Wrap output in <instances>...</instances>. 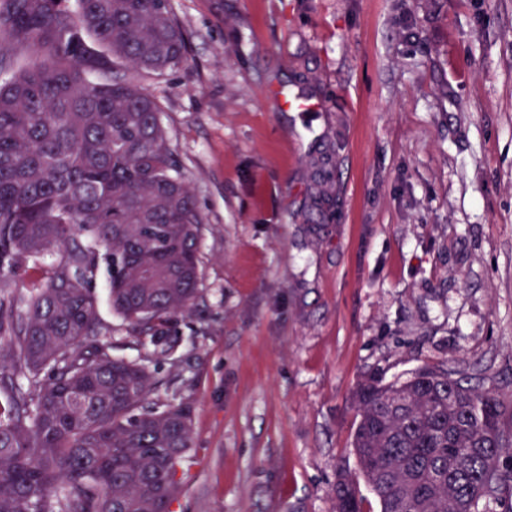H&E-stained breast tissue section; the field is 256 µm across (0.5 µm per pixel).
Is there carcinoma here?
Returning <instances> with one entry per match:
<instances>
[{
    "label": "carcinoma",
    "instance_id": "1",
    "mask_svg": "<svg viewBox=\"0 0 512 512\" xmlns=\"http://www.w3.org/2000/svg\"><path fill=\"white\" fill-rule=\"evenodd\" d=\"M186 61L169 0H0V512H171L191 407L155 403L152 359L198 294L201 217L156 99L136 81ZM60 261L26 293L6 277ZM152 347L118 357L90 284ZM358 473L335 512H512L505 403L424 365L353 391Z\"/></svg>",
    "mask_w": 512,
    "mask_h": 512
}]
</instances>
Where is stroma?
Here are the masks:
<instances>
[{
	"instance_id": "obj_1",
	"label": "stroma",
	"mask_w": 512,
	"mask_h": 512,
	"mask_svg": "<svg viewBox=\"0 0 512 512\" xmlns=\"http://www.w3.org/2000/svg\"><path fill=\"white\" fill-rule=\"evenodd\" d=\"M170 7L187 59L141 85L203 219L152 394L192 406L172 510L334 512L365 374L445 364L512 399V0ZM93 292L137 358L105 270Z\"/></svg>"
}]
</instances>
